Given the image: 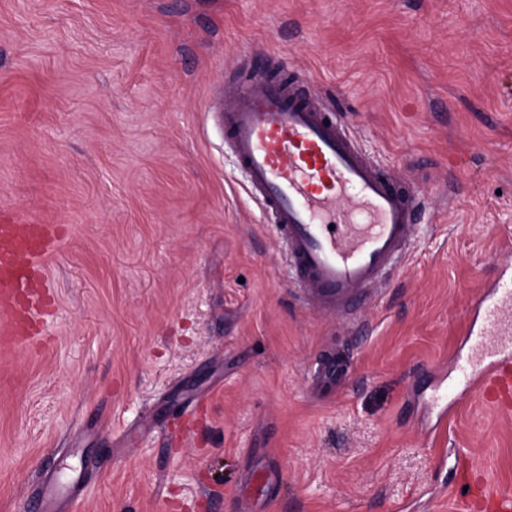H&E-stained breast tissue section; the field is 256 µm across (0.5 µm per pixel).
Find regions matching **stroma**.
I'll return each mask as SVG.
<instances>
[{"mask_svg": "<svg viewBox=\"0 0 512 512\" xmlns=\"http://www.w3.org/2000/svg\"><path fill=\"white\" fill-rule=\"evenodd\" d=\"M290 71L426 201L356 322L288 279L211 89ZM65 228L0 358V512H484L512 413L457 384L512 263V0H0V211ZM347 363L319 390L316 362ZM82 488L79 479L74 480H48L43 487L41 497L42 509L47 512L48 508L63 501L74 502L81 497Z\"/></svg>", "mask_w": 512, "mask_h": 512, "instance_id": "stroma-1", "label": "stroma"}]
</instances>
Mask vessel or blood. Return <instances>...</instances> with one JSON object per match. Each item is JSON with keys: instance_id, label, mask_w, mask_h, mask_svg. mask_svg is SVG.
Segmentation results:
<instances>
[{"instance_id": "obj_1", "label": "vessel or blood", "mask_w": 512, "mask_h": 512, "mask_svg": "<svg viewBox=\"0 0 512 512\" xmlns=\"http://www.w3.org/2000/svg\"><path fill=\"white\" fill-rule=\"evenodd\" d=\"M223 98L224 143L272 219L294 285L310 308L354 319L405 256L419 194L367 159L298 77L229 87ZM60 239V225L0 218V351L20 342L43 307L44 261ZM476 309L467 340L480 367L469 383L512 377V282L497 280ZM81 493L78 480H49L41 506Z\"/></svg>"}]
</instances>
